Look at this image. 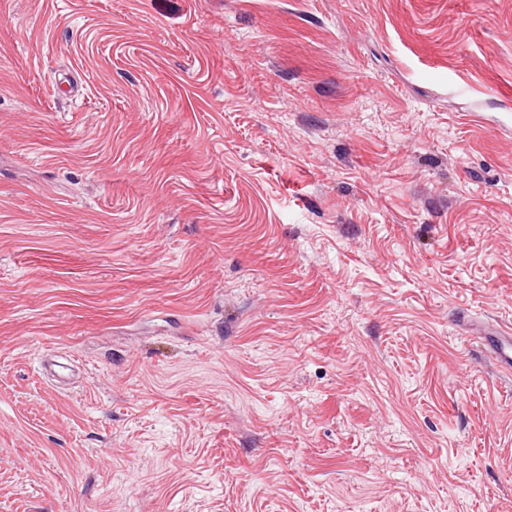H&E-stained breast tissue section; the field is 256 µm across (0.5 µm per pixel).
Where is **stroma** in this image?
Wrapping results in <instances>:
<instances>
[{
    "mask_svg": "<svg viewBox=\"0 0 512 512\" xmlns=\"http://www.w3.org/2000/svg\"><path fill=\"white\" fill-rule=\"evenodd\" d=\"M467 321L512 0H0V512H512Z\"/></svg>",
    "mask_w": 512,
    "mask_h": 512,
    "instance_id": "obj_1",
    "label": "stroma"
}]
</instances>
